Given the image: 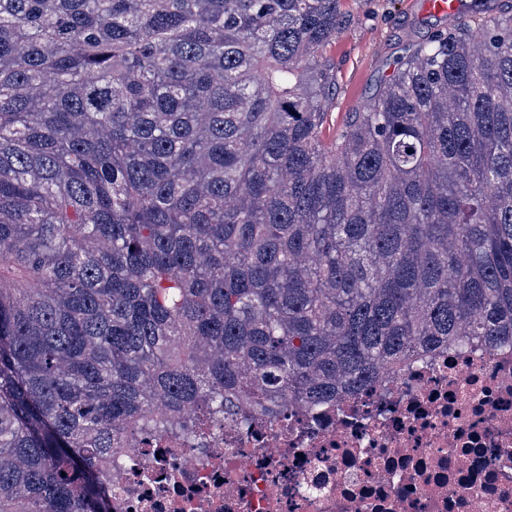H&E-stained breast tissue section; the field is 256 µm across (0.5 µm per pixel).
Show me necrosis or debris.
I'll list each match as a JSON object with an SVG mask.
<instances>
[{
  "instance_id": "obj_1",
  "label": "necrosis or debris",
  "mask_w": 512,
  "mask_h": 512,
  "mask_svg": "<svg viewBox=\"0 0 512 512\" xmlns=\"http://www.w3.org/2000/svg\"><path fill=\"white\" fill-rule=\"evenodd\" d=\"M113 448L108 512H512V344L442 348L312 410Z\"/></svg>"
}]
</instances>
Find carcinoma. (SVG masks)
<instances>
[{"label":"carcinoma","mask_w":512,"mask_h":512,"mask_svg":"<svg viewBox=\"0 0 512 512\" xmlns=\"http://www.w3.org/2000/svg\"><path fill=\"white\" fill-rule=\"evenodd\" d=\"M342 0H0V512L112 444L512 342V12L323 139Z\"/></svg>","instance_id":"1"}]
</instances>
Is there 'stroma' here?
I'll use <instances>...</instances> for the list:
<instances>
[{"label": "stroma", "instance_id": "35a3bbf8", "mask_svg": "<svg viewBox=\"0 0 512 512\" xmlns=\"http://www.w3.org/2000/svg\"><path fill=\"white\" fill-rule=\"evenodd\" d=\"M423 0H344L352 24L326 49L333 85L326 107L325 138H332L351 113L362 111L399 58L413 53L435 30L442 16L429 15Z\"/></svg>", "mask_w": 512, "mask_h": 512}]
</instances>
